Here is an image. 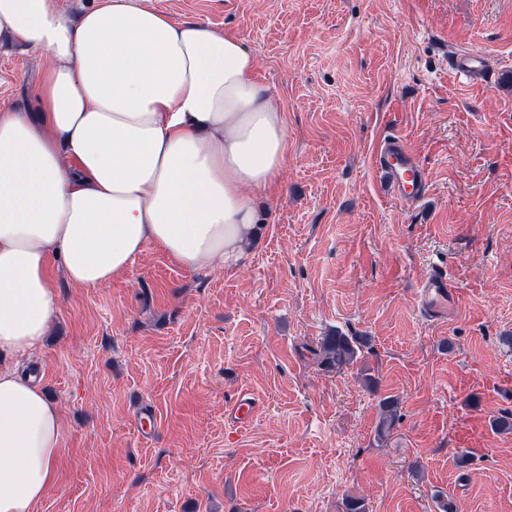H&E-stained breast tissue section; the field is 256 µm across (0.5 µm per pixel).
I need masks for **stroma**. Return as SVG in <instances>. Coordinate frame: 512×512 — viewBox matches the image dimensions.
I'll list each match as a JSON object with an SVG mask.
<instances>
[{
	"mask_svg": "<svg viewBox=\"0 0 512 512\" xmlns=\"http://www.w3.org/2000/svg\"><path fill=\"white\" fill-rule=\"evenodd\" d=\"M138 3L254 52L288 164L253 194L239 266L189 271L149 245L99 287L57 273L60 314L19 364L64 423L36 512H512V0ZM472 50L485 82L450 71ZM45 65L0 38V102L39 116ZM388 134L427 172L418 205L372 168ZM434 261L453 285L437 315L417 298ZM338 332L370 339L340 370L317 356ZM244 392L255 414L230 424Z\"/></svg>",
	"mask_w": 512,
	"mask_h": 512,
	"instance_id": "35a3bbf8",
	"label": "stroma"
}]
</instances>
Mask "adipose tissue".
Masks as SVG:
<instances>
[{"label": "adipose tissue", "mask_w": 512, "mask_h": 512, "mask_svg": "<svg viewBox=\"0 0 512 512\" xmlns=\"http://www.w3.org/2000/svg\"><path fill=\"white\" fill-rule=\"evenodd\" d=\"M0 35L47 61L43 120L0 105V356L43 342L76 287L125 276L153 244L183 268L238 264L279 184L288 132L255 55L202 22L134 0L71 18L59 0H0ZM58 406L0 366V512H36L64 454Z\"/></svg>", "instance_id": "ef3b65f1"}]
</instances>
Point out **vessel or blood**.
Instances as JSON below:
<instances>
[{
    "label": "vessel or blood",
    "instance_id": "vessel-or-blood-1",
    "mask_svg": "<svg viewBox=\"0 0 512 512\" xmlns=\"http://www.w3.org/2000/svg\"><path fill=\"white\" fill-rule=\"evenodd\" d=\"M451 68L460 76L479 79L484 74V57L477 51L457 55L451 60ZM372 165L387 188L400 201L414 204L423 199L427 185L426 170L406 150L399 137H386L380 141L372 155ZM450 286L447 267L436 262L420 282L417 295L424 308L436 309L447 303ZM255 408L256 402L252 397L239 395L227 409L228 418L235 424L248 423Z\"/></svg>",
    "mask_w": 512,
    "mask_h": 512
}]
</instances>
